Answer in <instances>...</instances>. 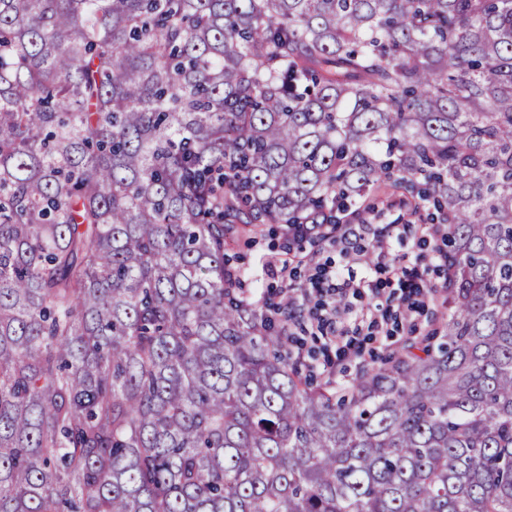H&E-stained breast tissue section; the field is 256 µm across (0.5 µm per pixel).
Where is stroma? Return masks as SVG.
I'll list each match as a JSON object with an SVG mask.
<instances>
[{
  "instance_id": "obj_1",
  "label": "stroma",
  "mask_w": 512,
  "mask_h": 512,
  "mask_svg": "<svg viewBox=\"0 0 512 512\" xmlns=\"http://www.w3.org/2000/svg\"><path fill=\"white\" fill-rule=\"evenodd\" d=\"M356 206L360 210L359 223L372 225L377 230L390 228L387 246L403 264L425 270L428 281L444 283L445 271L435 268L432 262L434 251L442 244V236L435 232L426 211L415 209L411 202L390 190L372 191L366 199L357 201ZM225 254L230 266L241 274L236 291L239 299L263 310L269 299L285 290L301 305L304 320L290 326L289 331L298 336L299 349L315 374H322L325 366L335 360L336 349L328 345L324 337L314 334L310 319L316 311L317 299L305 296L304 291L319 277L320 263L342 265L339 246L324 241L294 240L281 224H236L226 241ZM271 258L290 259L288 279L263 276L261 263ZM352 303L373 309L390 336L383 341L371 335L367 327L345 322L343 333L351 338L355 351L336 369L337 378L343 383L353 378L359 367H374L372 353L393 351L406 339L435 328L448 316L443 295L431 294L425 288L410 296L382 284L375 290L353 296Z\"/></svg>"
}]
</instances>
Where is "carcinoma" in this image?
<instances>
[{
	"mask_svg": "<svg viewBox=\"0 0 512 512\" xmlns=\"http://www.w3.org/2000/svg\"><path fill=\"white\" fill-rule=\"evenodd\" d=\"M382 184L448 320L315 385L224 225ZM0 512H512V0H0Z\"/></svg>",
	"mask_w": 512,
	"mask_h": 512,
	"instance_id": "1",
	"label": "carcinoma"
}]
</instances>
